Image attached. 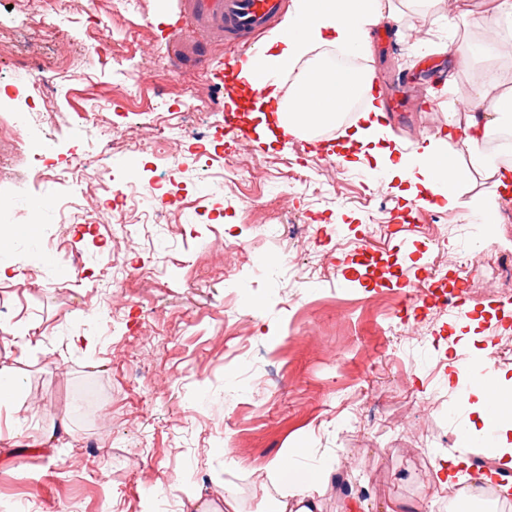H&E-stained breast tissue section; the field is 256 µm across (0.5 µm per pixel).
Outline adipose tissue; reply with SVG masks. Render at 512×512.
<instances>
[{
  "mask_svg": "<svg viewBox=\"0 0 512 512\" xmlns=\"http://www.w3.org/2000/svg\"><path fill=\"white\" fill-rule=\"evenodd\" d=\"M392 0H294L286 25L292 36L275 38L266 47L261 61L244 69L240 77L255 90L254 118L265 129L288 123L290 130L310 133L336 122L347 111L355 96L365 94L369 79L358 70L301 65V58L315 44H332L351 53L368 47V28L385 18L396 17ZM293 74L294 105L291 113L281 110V86L268 77V70ZM377 105H369L363 123L351 135L361 149H373L379 157L381 174L400 179L430 191L434 202L455 201L462 187L476 178L494 181L504 187L512 181V162L500 160L486 143L496 133L512 130V86L498 80L481 83L469 112L448 119L449 137L425 145L420 153L409 155L391 145V131L382 123ZM462 139H455V131ZM331 468L312 474L307 482L289 486L277 512H317L312 496L325 485Z\"/></svg>",
  "mask_w": 512,
  "mask_h": 512,
  "instance_id": "obj_1",
  "label": "adipose tissue"
}]
</instances>
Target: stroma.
<instances>
[{
    "label": "stroma",
    "instance_id": "stroma-1",
    "mask_svg": "<svg viewBox=\"0 0 512 512\" xmlns=\"http://www.w3.org/2000/svg\"><path fill=\"white\" fill-rule=\"evenodd\" d=\"M474 2L368 31L357 61L379 99L405 104L391 123L404 153L447 134L443 83L468 99L512 64L458 69L435 52L448 15L466 17L460 42L478 38ZM183 25L176 0H0V161H13L0 225L38 230L0 249L16 271L0 280V367L17 382L0 410V512H180L189 496L274 512L318 466L334 469L320 512H451L479 481L468 466L437 480L474 418L448 373L484 358L491 330L512 334V278L484 257H512V188L479 179L450 205L420 203L375 179L371 155L327 158L345 124L275 145L225 137L226 112L249 123L229 107L246 91L231 69L219 88L170 70ZM26 64L47 79L40 94L16 82ZM31 108L41 121L12 126ZM42 151L52 177L37 181L25 156ZM134 172L154 196L124 227L109 213ZM484 197L498 210L489 245L472 214ZM432 224L446 248L426 243ZM450 255L471 261L478 300L413 306L412 287L461 289Z\"/></svg>",
    "mask_w": 512,
    "mask_h": 512
}]
</instances>
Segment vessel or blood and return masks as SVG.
Segmentation results:
<instances>
[{"instance_id":"1","label":"vessel or blood","mask_w":512,"mask_h":512,"mask_svg":"<svg viewBox=\"0 0 512 512\" xmlns=\"http://www.w3.org/2000/svg\"><path fill=\"white\" fill-rule=\"evenodd\" d=\"M191 27L174 34L176 56L188 58L195 67H211L206 37L221 35L243 43L252 55L261 50L252 37L266 31L283 11V0H181Z\"/></svg>"}]
</instances>
